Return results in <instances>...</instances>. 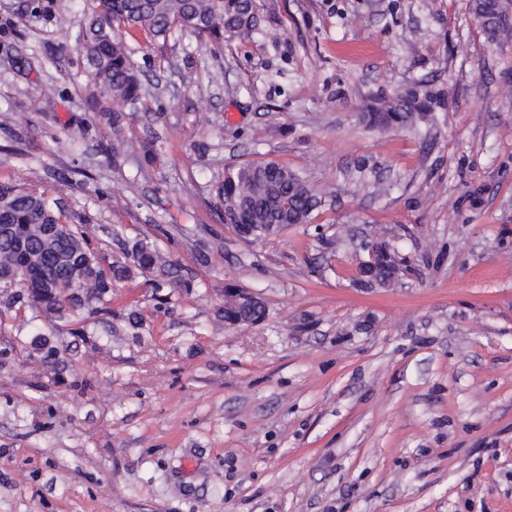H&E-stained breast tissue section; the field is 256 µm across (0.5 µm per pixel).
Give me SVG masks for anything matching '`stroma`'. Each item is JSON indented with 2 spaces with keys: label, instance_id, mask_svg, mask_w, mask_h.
<instances>
[{
  "label": "stroma",
  "instance_id": "obj_1",
  "mask_svg": "<svg viewBox=\"0 0 512 512\" xmlns=\"http://www.w3.org/2000/svg\"><path fill=\"white\" fill-rule=\"evenodd\" d=\"M256 6L220 45L126 31L148 95L116 162L72 80L83 0H0V181L38 169L104 265L146 239L192 283L140 275L71 322L0 305V512H512V43L471 0ZM409 94L431 120L366 125ZM265 159L321 204L250 243L215 186ZM376 242L404 273L357 287ZM229 283L265 317L225 326Z\"/></svg>",
  "mask_w": 512,
  "mask_h": 512
}]
</instances>
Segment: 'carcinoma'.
Listing matches in <instances>:
<instances>
[{"label":"carcinoma","mask_w":512,"mask_h":512,"mask_svg":"<svg viewBox=\"0 0 512 512\" xmlns=\"http://www.w3.org/2000/svg\"><path fill=\"white\" fill-rule=\"evenodd\" d=\"M471 10L485 39L512 41V0H472ZM253 0H88L79 36L82 72L93 80L81 84L89 110L120 134L125 120L142 104V83L123 30L141 27L155 39L176 31L219 44L226 35L244 36L256 27ZM414 99L396 100L383 112H371L375 127L413 126L427 117ZM224 223L240 225L250 241L267 239L266 229L284 231L307 224L319 205L302 177L272 160L252 161L224 172L216 186ZM49 206L37 187L0 183V287L11 290L9 305L24 304L39 314L67 320L91 302L106 303L115 283L137 274L152 277L157 288H191L177 266L155 244L140 240L124 249L125 261L103 269L79 225ZM354 283L367 288L387 285L401 271L391 256L358 261Z\"/></svg>","instance_id":"cac0c4a2"}]
</instances>
